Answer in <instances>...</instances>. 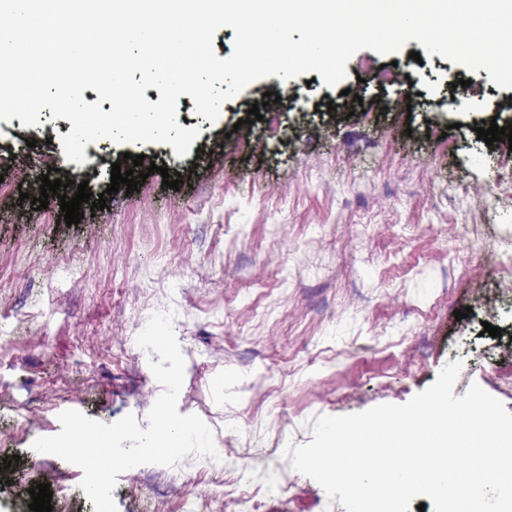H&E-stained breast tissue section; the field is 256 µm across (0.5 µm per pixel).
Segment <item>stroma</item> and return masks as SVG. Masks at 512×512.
Masks as SVG:
<instances>
[{
	"label": "stroma",
	"mask_w": 512,
	"mask_h": 512,
	"mask_svg": "<svg viewBox=\"0 0 512 512\" xmlns=\"http://www.w3.org/2000/svg\"><path fill=\"white\" fill-rule=\"evenodd\" d=\"M391 65L413 84L410 113L380 106L395 90L375 75ZM346 71L360 101L320 78L271 76L211 122L179 96L178 121L201 130L181 158L167 144L102 139L77 164L60 142L72 124L50 109L36 126L0 120V459H13L0 512H30L40 483L52 512H94L82 470L31 445L59 433L66 410L148 428L163 387L136 339L160 311H173L185 358L177 409L208 425L218 456L121 473L118 512H226L239 491L260 512H325V490L286 448L308 444L318 417L407 403L457 360L454 396L475 383L512 412V296L496 271L512 254V192L495 212L477 206L486 183L512 176V145L475 132L512 112L448 105L461 78L502 105L512 90L415 40L391 56L358 50ZM283 87L280 111L250 121L249 139L234 132ZM140 154L184 182L173 190L154 174L107 194L112 163L126 170ZM45 174L72 179L70 198L88 182L106 209L82 204L71 226L57 221V197L34 210L20 191ZM486 322L499 337L483 334Z\"/></svg>",
	"instance_id": "35a3bbf8"
}]
</instances>
